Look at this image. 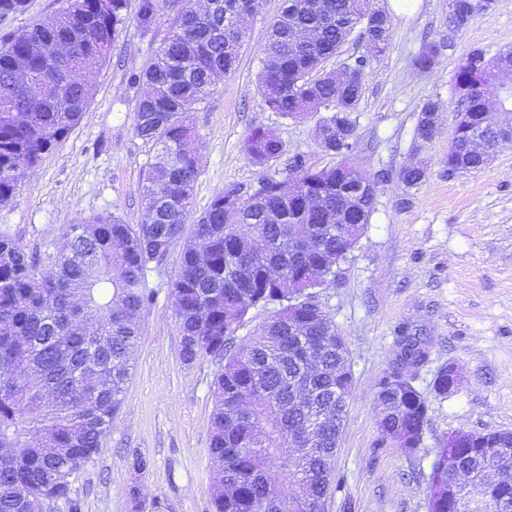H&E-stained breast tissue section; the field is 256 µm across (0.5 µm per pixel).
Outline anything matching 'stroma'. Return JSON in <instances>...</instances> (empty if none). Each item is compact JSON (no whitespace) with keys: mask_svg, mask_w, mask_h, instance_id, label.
<instances>
[{"mask_svg":"<svg viewBox=\"0 0 512 512\" xmlns=\"http://www.w3.org/2000/svg\"><path fill=\"white\" fill-rule=\"evenodd\" d=\"M392 17L387 52L372 63L354 114L355 164L385 172L375 212L341 265L339 282L318 291V301L349 351L354 389L339 441L335 473L342 485L328 512H426L428 479L439 442L452 432L512 430V145L479 170L449 172L459 95L454 73L475 49L487 56L512 48V0H494L468 28L448 23V0H377ZM283 0H262L252 18L236 70L217 82L193 114V143L203 164L193 211L201 213L230 186L251 189L263 177H284L287 158L268 169L254 167L243 145L263 125L287 146L289 156L323 165L314 120H285L267 110L258 73L269 27ZM173 18L162 15L153 32L128 24L93 81L95 94L82 121L0 207V232L19 239L40 259L53 258L70 224L111 212L125 223L144 220L138 193L155 152L134 133V113L145 85L133 76L162 45ZM437 44L433 69L413 60ZM439 99L438 136L422 152L413 137L423 103ZM423 161L427 177L405 187L399 170ZM180 249L148 275L155 293L143 312L135 368L122 406L98 455L72 483L82 512H136L130 495L164 500L170 512H212L210 417L213 364L189 365L180 356L178 316L170 296ZM424 336L428 360L416 386L430 395L428 425L420 449L407 454L378 447L375 396L394 362L400 330ZM454 363L463 379L448 397L432 395L437 369ZM151 461L141 474L132 452Z\"/></svg>","mask_w":512,"mask_h":512,"instance_id":"stroma-1","label":"stroma"}]
</instances>
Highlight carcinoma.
I'll list each match as a JSON object with an SVG mask.
<instances>
[{"instance_id": "1", "label": "carcinoma", "mask_w": 512, "mask_h": 512, "mask_svg": "<svg viewBox=\"0 0 512 512\" xmlns=\"http://www.w3.org/2000/svg\"><path fill=\"white\" fill-rule=\"evenodd\" d=\"M51 24L35 23L0 43V96L20 112H0V205L29 170L79 124L93 95L92 78L109 59L120 30L132 21L145 34L163 11L175 26L154 57L135 74L147 87L135 111L134 133L156 154L138 187L145 219L132 225L101 212L72 224L55 256V272L0 234V512H41L50 502L80 512L72 478L98 454L122 405L134 367L141 313L154 299L148 273L182 244L171 298L179 318L181 358L218 367L213 382L210 463L223 474L211 489L213 512H325L339 484L336 417L346 413L354 385L347 348L312 289L336 283L358 239L336 235V224L370 223L382 173L351 162L356 121L371 61L386 51L391 17H378L365 0H283L263 51L258 84L269 111L284 119L316 120L320 148L336 163L315 167L294 156L288 174L265 177L249 192L229 187L198 215L192 196L200 157L192 112L220 74L234 71L259 0H140L134 17L127 0H63ZM27 0H0V22L23 12ZM236 25L224 26V15ZM355 38L366 53L354 71L324 63ZM26 60L43 87L35 97L15 78ZM512 50L495 59L474 49L454 75L460 106L448 171L484 167L469 150L467 129L485 121L486 96ZM440 102L422 105L414 149L431 142ZM249 162L267 168L286 154L285 143L262 125L244 144ZM427 177L420 165L398 172L408 188ZM193 225L185 234L186 225ZM93 226L88 238L75 229ZM277 306L261 329L239 338L249 311ZM400 353L380 382L396 399L382 405L378 425L401 437L411 452L423 442L429 398L415 385L427 361L417 336L399 337ZM95 381L84 379L89 367ZM448 396V366L432 383ZM466 453L478 459V486L512 500V480L482 436ZM432 512H448V441L432 463Z\"/></svg>"}]
</instances>
